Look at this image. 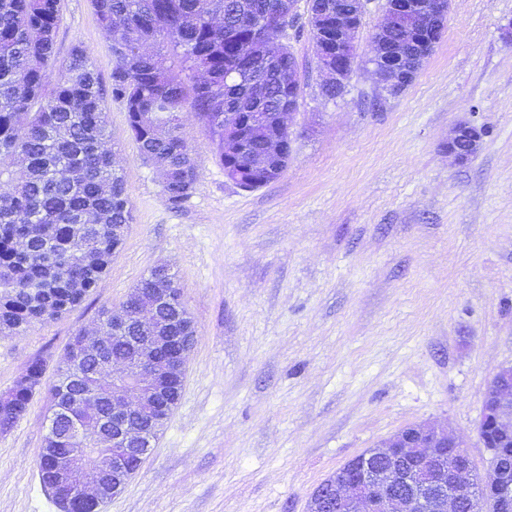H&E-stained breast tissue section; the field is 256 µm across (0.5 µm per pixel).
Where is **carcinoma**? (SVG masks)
I'll return each instance as SVG.
<instances>
[{
    "label": "carcinoma",
    "mask_w": 512,
    "mask_h": 512,
    "mask_svg": "<svg viewBox=\"0 0 512 512\" xmlns=\"http://www.w3.org/2000/svg\"><path fill=\"white\" fill-rule=\"evenodd\" d=\"M115 58L104 88L82 46L55 55L61 0H0V334L54 319L98 287L112 256V225L130 224L132 209L112 151L105 148L108 100L123 103L141 158L160 168L162 191L177 205L192 193L198 165L182 137L189 117L204 124L224 171L248 189L265 185L250 166L265 138L278 131L276 113L288 110L293 89L275 76L249 83L241 56L260 51L253 22L288 11V0H93ZM411 12L374 35L389 43L411 28H428ZM266 118L245 124L243 113ZM244 126L240 141H224V122ZM82 172L72 180L64 172ZM93 216L87 233L78 218ZM138 287L169 295L180 307L175 275L154 267ZM107 357L123 358L128 342L112 330L111 312H101ZM88 364L57 374L54 405L71 406L89 420L112 404V384L101 389L80 382ZM33 384L7 391L0 404V430L24 417L44 362L27 367ZM60 436L46 437L37 461L41 483L54 484L56 448H74Z\"/></svg>",
    "instance_id": "1"
}]
</instances>
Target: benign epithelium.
<instances>
[{
    "label": "benign epithelium",
    "instance_id": "benign-epithelium-1",
    "mask_svg": "<svg viewBox=\"0 0 512 512\" xmlns=\"http://www.w3.org/2000/svg\"><path fill=\"white\" fill-rule=\"evenodd\" d=\"M449 0H423L422 13L431 20L434 30L442 33L448 14ZM360 12L347 8L335 15L323 11L318 22H328L322 34L324 61L321 63L323 83L336 91L344 89L352 69L353 34L360 24ZM288 17L273 23L260 20L255 26L257 38L267 34H284ZM427 34L399 40L380 53L373 62L374 72L390 95H398L408 87L424 65L421 48ZM482 128L467 122L458 123L448 138L447 151L456 163L463 164L473 156L483 139ZM162 301L150 297L140 288L122 303L121 311L112 315V327L126 329L135 325L137 336L126 359L97 357L95 368L87 375L92 387L112 383V434L103 422H78L73 425L77 448H65L53 458L56 484L67 489L59 504L61 512H70L75 503L103 506L121 493L142 466L146 457L143 444L149 440L148 429L133 421L136 414L151 416L166 402L172 382L184 383L186 358L195 343L196 326L190 321L187 335L167 336L168 326L160 314ZM100 331L81 333L73 346V358L80 362L90 347L100 348ZM478 439L490 452V480L483 482L485 499L494 512H512V501L499 497L512 471L503 465L507 448L512 446V365L502 367L484 390L482 415L477 427ZM107 449L97 457V474H86L81 452L86 446ZM467 444L442 426L408 425L390 438L364 453L376 458L385 468L367 473L356 459L337 470L336 480L326 481L316 490L317 498L336 512H462L472 500V463L460 452Z\"/></svg>",
    "mask_w": 512,
    "mask_h": 512
}]
</instances>
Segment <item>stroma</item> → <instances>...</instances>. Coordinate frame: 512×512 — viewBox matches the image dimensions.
I'll use <instances>...</instances> for the list:
<instances>
[{
  "label": "stroma",
  "instance_id": "35a3bbf8",
  "mask_svg": "<svg viewBox=\"0 0 512 512\" xmlns=\"http://www.w3.org/2000/svg\"><path fill=\"white\" fill-rule=\"evenodd\" d=\"M62 4L58 58L82 44L109 84L114 58L91 0ZM363 4L351 77L331 100L319 90L310 0H297L290 158L259 189L225 176L191 118L183 136L199 178L169 204L122 103L109 101L134 221L80 306L0 337V392L46 362L26 415L0 431V512H60L36 468L59 363L161 263L197 338L179 404L102 512H306L348 460L426 422L462 436L485 476L482 394L512 365V0H450L434 52L396 96L371 63L387 0ZM461 122L487 134L457 164L446 145Z\"/></svg>",
  "mask_w": 512,
  "mask_h": 512
}]
</instances>
